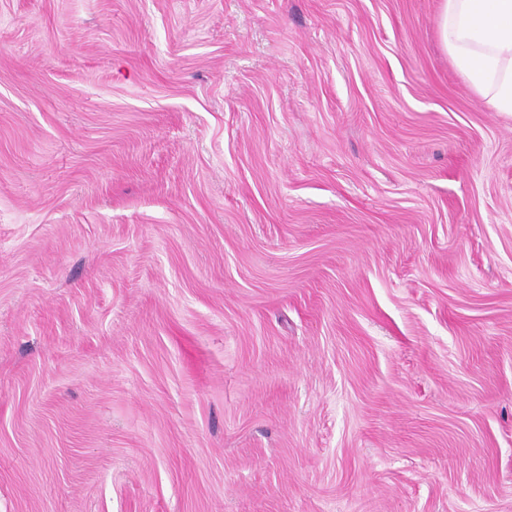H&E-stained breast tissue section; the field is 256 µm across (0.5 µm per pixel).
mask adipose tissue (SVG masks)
<instances>
[{
  "label": "adipose tissue",
  "mask_w": 512,
  "mask_h": 512,
  "mask_svg": "<svg viewBox=\"0 0 512 512\" xmlns=\"http://www.w3.org/2000/svg\"><path fill=\"white\" fill-rule=\"evenodd\" d=\"M438 30L452 64L488 108L512 113V0H442Z\"/></svg>",
  "instance_id": "obj_1"
}]
</instances>
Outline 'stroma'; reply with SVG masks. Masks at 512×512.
Segmentation results:
<instances>
[{"label":"stroma","mask_w":512,"mask_h":512,"mask_svg":"<svg viewBox=\"0 0 512 512\" xmlns=\"http://www.w3.org/2000/svg\"><path fill=\"white\" fill-rule=\"evenodd\" d=\"M441 0H0V512H512V114Z\"/></svg>","instance_id":"35a3bbf8"}]
</instances>
